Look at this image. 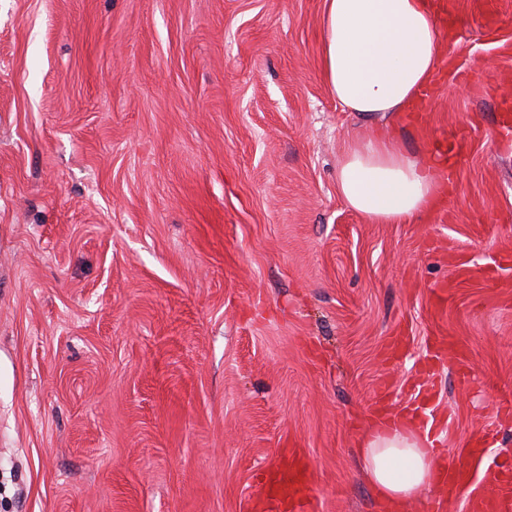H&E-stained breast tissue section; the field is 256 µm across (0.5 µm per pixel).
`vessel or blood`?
Returning <instances> with one entry per match:
<instances>
[{"mask_svg": "<svg viewBox=\"0 0 512 512\" xmlns=\"http://www.w3.org/2000/svg\"><path fill=\"white\" fill-rule=\"evenodd\" d=\"M495 144L500 153L512 151V94L503 93L495 114ZM512 270V251H503L492 257L483 270V279L490 288L499 287L503 272ZM472 480L471 470L464 463L449 462L439 465L435 481L443 495L432 500L430 512H444L445 503ZM488 480L492 494L481 504L482 512H512V468L503 466L491 471ZM262 512H315L312 495L311 465L296 449L282 455L276 468L267 470L259 481Z\"/></svg>", "mask_w": 512, "mask_h": 512, "instance_id": "1", "label": "vessel or blood"}]
</instances>
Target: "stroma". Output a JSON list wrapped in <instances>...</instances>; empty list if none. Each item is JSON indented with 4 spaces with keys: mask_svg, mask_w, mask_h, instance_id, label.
Instances as JSON below:
<instances>
[{
    "mask_svg": "<svg viewBox=\"0 0 512 512\" xmlns=\"http://www.w3.org/2000/svg\"><path fill=\"white\" fill-rule=\"evenodd\" d=\"M324 0H0V512H253L302 448L316 512H383L371 420L454 412L447 512L512 462V159L486 76L512 72V0H456V66L416 120L421 155L467 126L424 221L368 224L336 189L366 120L321 76ZM450 283L435 353L432 293ZM467 381H460V372ZM468 140V132L465 128L459 127L453 130L449 135L447 130H442L437 136H436V151L439 153L444 152V147L447 146L448 143V150L452 149V151H455V153L459 154V157L461 158L464 152V147L466 146ZM491 263L482 271L487 288H498L501 275L505 271L512 270V251H503L491 259Z\"/></svg>",
    "mask_w": 512,
    "mask_h": 512,
    "instance_id": "35a3bbf8",
    "label": "stroma"
}]
</instances>
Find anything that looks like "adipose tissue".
Masks as SVG:
<instances>
[{
  "mask_svg": "<svg viewBox=\"0 0 512 512\" xmlns=\"http://www.w3.org/2000/svg\"><path fill=\"white\" fill-rule=\"evenodd\" d=\"M321 29L322 77L348 112L407 111L434 79L445 52L429 0H324ZM433 164L431 157L406 153L376 128L345 142L336 188L367 223L416 222L445 199ZM359 456L378 497L399 510L434 481L431 442L410 425L370 429Z\"/></svg>",
  "mask_w": 512,
  "mask_h": 512,
  "instance_id": "adipose-tissue-1",
  "label": "adipose tissue"
}]
</instances>
